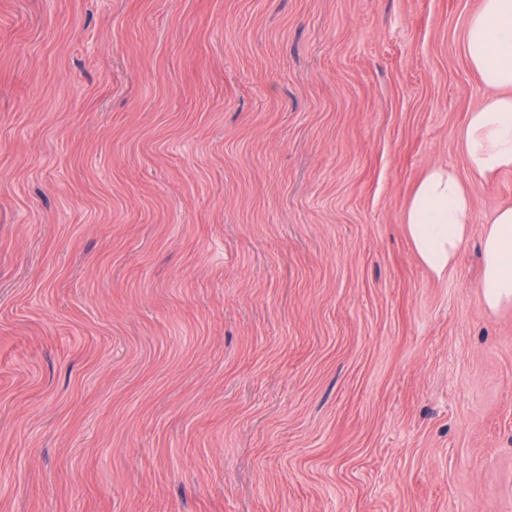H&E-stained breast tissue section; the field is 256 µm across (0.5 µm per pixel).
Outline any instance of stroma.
Wrapping results in <instances>:
<instances>
[{
    "label": "stroma",
    "mask_w": 512,
    "mask_h": 512,
    "mask_svg": "<svg viewBox=\"0 0 512 512\" xmlns=\"http://www.w3.org/2000/svg\"><path fill=\"white\" fill-rule=\"evenodd\" d=\"M479 2L0 0V512H512ZM403 224L428 271L442 276L455 266L474 224V201L454 168L434 166L425 172L410 195Z\"/></svg>",
    "instance_id": "obj_1"
}]
</instances>
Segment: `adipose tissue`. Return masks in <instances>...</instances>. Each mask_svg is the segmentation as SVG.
<instances>
[{"label":"adipose tissue","mask_w":512,"mask_h":512,"mask_svg":"<svg viewBox=\"0 0 512 512\" xmlns=\"http://www.w3.org/2000/svg\"><path fill=\"white\" fill-rule=\"evenodd\" d=\"M485 93L468 114L461 144L479 178L512 172V0H480L461 43ZM474 201L452 167L429 168L415 185L404 228L421 264L440 276L452 269L469 240ZM479 296L484 308H512V205L498 208L482 237Z\"/></svg>","instance_id":"1"}]
</instances>
